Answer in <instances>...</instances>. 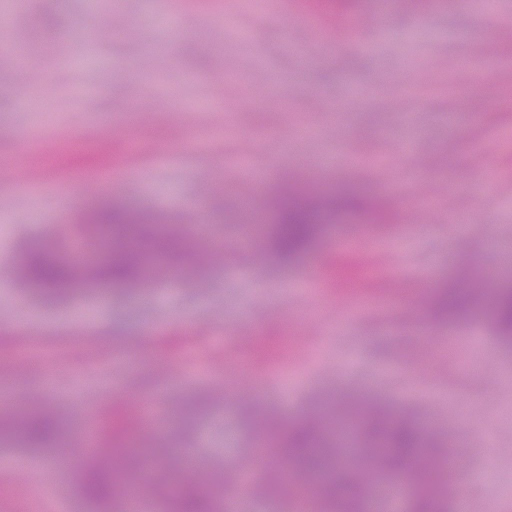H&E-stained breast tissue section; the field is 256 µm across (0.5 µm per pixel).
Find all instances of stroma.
<instances>
[{
  "instance_id": "35a3bbf8",
  "label": "stroma",
  "mask_w": 512,
  "mask_h": 512,
  "mask_svg": "<svg viewBox=\"0 0 512 512\" xmlns=\"http://www.w3.org/2000/svg\"><path fill=\"white\" fill-rule=\"evenodd\" d=\"M360 11L385 16L386 31L350 15L321 34L300 0H260L254 12L240 0H21L7 42L54 52L34 66L0 52V163L11 166L0 176V394L12 410L34 397L76 435L88 412L147 403L150 479L183 481L186 455L221 491L233 462L255 453L264 419L286 428L320 411L334 424L335 401L376 396L434 432L442 455L457 452L448 512H488L493 500L512 512V348L489 307L443 324L400 294L462 267L489 289L512 285V0H495V28L477 24L481 0H361ZM92 12L104 25L93 45ZM71 139L85 149L61 184L15 169L30 146ZM130 140L139 153L128 175L92 187L95 143ZM484 143L495 166L481 176ZM288 178L386 199L383 246L361 252L385 270L369 285L376 306L305 286L314 256L280 266L237 249L248 225L274 223L268 198ZM102 196L181 227L219 264L59 303L13 280L21 245L72 259L78 217ZM239 332L298 344L244 374ZM19 343L28 364L11 362ZM206 390L207 412L178 427L183 401ZM88 455L73 448L62 465L0 437V512H93L76 486ZM414 492L404 476L381 479L365 512H406Z\"/></svg>"
}]
</instances>
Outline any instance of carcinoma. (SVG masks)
Listing matches in <instances>:
<instances>
[{
  "label": "carcinoma",
  "mask_w": 512,
  "mask_h": 512,
  "mask_svg": "<svg viewBox=\"0 0 512 512\" xmlns=\"http://www.w3.org/2000/svg\"><path fill=\"white\" fill-rule=\"evenodd\" d=\"M278 221L272 225L264 243L265 255L280 264L292 263L305 255L320 234V223L328 213L348 210L361 213L369 223L385 226L391 220L389 206L379 197L357 185H343L330 196L305 190L293 183L283 184L273 199ZM133 213L114 201H101L83 216L91 230L98 225H125ZM163 255L181 266L201 265V256L189 251L179 235L164 237ZM145 257L115 245L108 261L90 268L77 278L70 266L56 260L43 250H31L22 259L18 275L36 294L47 300L61 301L81 286L104 284L117 291H127L140 280ZM367 275L365 263L354 254L338 258L326 272L329 285L344 294H353ZM482 292L474 284L445 283L434 289L431 303L434 314L445 320L462 317L480 299ZM493 315L500 339L512 343V289L500 290L493 299ZM368 431L371 448L358 468L350 474L336 475L320 486L319 498L323 512H364V499L376 472L396 471L410 465V479L416 487L412 512H444L446 487L443 461L435 450L425 451L417 427L408 419L394 416L376 403H368L357 411ZM34 448H51L62 436L58 420L48 411L39 410L11 420ZM139 433L135 418L122 404H116L101 428L99 455L111 457L115 449L131 445V436ZM277 450L283 462H292L298 469L321 471L326 467L320 448L318 426L305 419L278 441ZM78 491L96 512H112L124 502L126 489L115 477V471L88 461L78 477ZM168 512H225V504L212 487L202 481H188L164 488Z\"/></svg>",
  "instance_id": "cac0c4a2"
}]
</instances>
